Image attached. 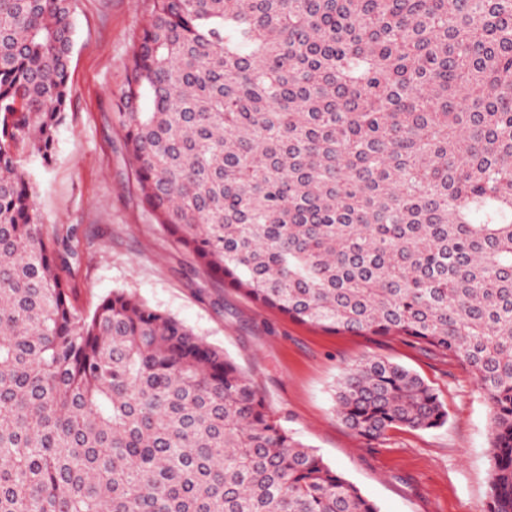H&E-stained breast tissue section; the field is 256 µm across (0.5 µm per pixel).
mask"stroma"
I'll return each mask as SVG.
<instances>
[{
	"label": "stroma",
	"instance_id": "1",
	"mask_svg": "<svg viewBox=\"0 0 512 512\" xmlns=\"http://www.w3.org/2000/svg\"><path fill=\"white\" fill-rule=\"evenodd\" d=\"M151 0H75L66 119L50 164L24 158L45 224L75 227L81 253L70 278L91 313L112 291L135 294L223 349L280 425L310 446L380 512H485L489 410L459 363L401 338L330 333L207 278L140 200L116 116L126 64ZM373 356L428 383L448 412L443 427L357 438L336 414L346 368Z\"/></svg>",
	"mask_w": 512,
	"mask_h": 512
}]
</instances>
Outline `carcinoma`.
Here are the masks:
<instances>
[{
	"mask_svg": "<svg viewBox=\"0 0 512 512\" xmlns=\"http://www.w3.org/2000/svg\"><path fill=\"white\" fill-rule=\"evenodd\" d=\"M72 0H0V512H379L224 351L64 272L24 153L52 161ZM142 202L212 280L328 332L458 362L512 512V0H152L118 105ZM358 437L448 413L410 369L348 368Z\"/></svg>",
	"mask_w": 512,
	"mask_h": 512,
	"instance_id": "carcinoma-1",
	"label": "carcinoma"
}]
</instances>
